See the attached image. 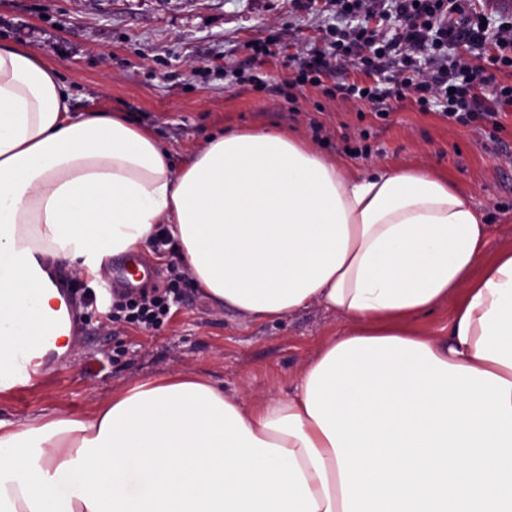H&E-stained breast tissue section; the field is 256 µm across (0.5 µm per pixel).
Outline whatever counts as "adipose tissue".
Returning a JSON list of instances; mask_svg holds the SVG:
<instances>
[{
	"mask_svg": "<svg viewBox=\"0 0 512 512\" xmlns=\"http://www.w3.org/2000/svg\"><path fill=\"white\" fill-rule=\"evenodd\" d=\"M70 99L53 66L0 45V355L46 336L64 356L60 269L96 277L163 224L217 305L281 320L318 304L350 324L324 352L397 337L512 382V248L481 264L489 227L446 176L363 174L263 130L214 135L177 165L148 129ZM448 300L447 340L415 329ZM309 379L246 407L172 374L85 418L0 420V512H343Z\"/></svg>",
	"mask_w": 512,
	"mask_h": 512,
	"instance_id": "1",
	"label": "adipose tissue"
}]
</instances>
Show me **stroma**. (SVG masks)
<instances>
[{"instance_id": "obj_1", "label": "stroma", "mask_w": 512, "mask_h": 512, "mask_svg": "<svg viewBox=\"0 0 512 512\" xmlns=\"http://www.w3.org/2000/svg\"><path fill=\"white\" fill-rule=\"evenodd\" d=\"M335 18L334 0L308 10L298 0H0V42L55 67L75 111L94 102L124 113L174 161L222 129H291L360 172L409 165L447 176L490 226L483 261L512 246V112L497 129L463 126L437 108L420 111L409 89L381 117L324 95L341 79L367 83L350 66L322 75L321 86H297L298 57L324 47ZM247 68L264 71L266 86L229 87L225 72ZM69 309V352L46 364L36 388L0 391V419L85 417L115 392L176 373L204 376L245 403L283 398L347 328L319 305L259 321L216 306L188 279L154 329L112 320L103 305Z\"/></svg>"}]
</instances>
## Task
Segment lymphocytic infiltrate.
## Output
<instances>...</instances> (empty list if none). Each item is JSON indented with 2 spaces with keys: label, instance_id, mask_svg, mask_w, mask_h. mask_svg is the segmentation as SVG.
<instances>
[{
  "label": "lymphocytic infiltrate",
  "instance_id": "lymphocytic-infiltrate-1",
  "mask_svg": "<svg viewBox=\"0 0 512 512\" xmlns=\"http://www.w3.org/2000/svg\"><path fill=\"white\" fill-rule=\"evenodd\" d=\"M372 17L377 26H369ZM329 31V51L313 49L299 59L298 83L320 85L321 74L330 67L329 52L339 51L358 58L374 81L366 86L336 83L333 95L366 102L381 116L410 87L422 106L431 96H443V116L464 126L497 123L501 109L512 107L510 84L497 86L492 107L480 109L483 71L468 61L473 54L495 70L512 69L511 16L488 21L473 10L471 0H336V23ZM171 305L167 292L112 294L113 318L144 329L158 326Z\"/></svg>",
  "mask_w": 512,
  "mask_h": 512
}]
</instances>
